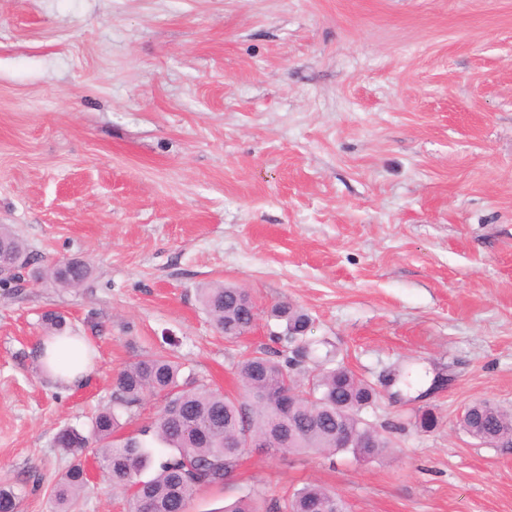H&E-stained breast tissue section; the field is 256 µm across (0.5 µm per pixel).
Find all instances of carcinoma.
I'll return each instance as SVG.
<instances>
[{"label": "carcinoma", "instance_id": "carcinoma-1", "mask_svg": "<svg viewBox=\"0 0 512 512\" xmlns=\"http://www.w3.org/2000/svg\"><path fill=\"white\" fill-rule=\"evenodd\" d=\"M10 259L15 268L30 263L24 243L6 228H0V261ZM89 264L80 259L57 263L48 278L62 288H74L90 276ZM240 288L222 285L201 290V302L219 333L241 334L252 328L257 312L253 300L244 298ZM272 315L284 329L276 340L284 348L262 347L246 355L237 364L240 393L234 395L195 382L178 380L180 364L169 356L140 359L122 369L114 380L112 406L99 410L86 433L65 427L56 436L59 447L71 452L75 463L52 490L56 512H71L73 503L86 484L82 457L91 452L112 485L129 493L130 512H141L142 503L150 502L155 512H184L204 488L224 485L238 467L245 449L240 442L269 440L275 418L282 413L278 397L291 392L287 407L290 430L283 442L264 448L266 454H301L323 452L331 456L347 452L362 462L382 458L392 447L388 435L368 423L356 412L336 419V406L356 403L369 407L377 391L368 381L336 361L329 351L312 371L301 365L298 346L306 342L311 318L301 308L282 302ZM50 335L65 332L66 319L47 312L42 317ZM147 394H161L165 405L154 421L135 435L113 439L119 427L116 411L130 410ZM461 427L480 441H511L512 412L488 401L466 408ZM368 434L364 448L336 447V429ZM152 439L173 453L161 459L153 475L142 478L153 462ZM338 494L318 484H306L275 505L276 512H327ZM17 493L0 487V512H17ZM224 512H263L262 503L246 495L224 507Z\"/></svg>", "mask_w": 512, "mask_h": 512}]
</instances>
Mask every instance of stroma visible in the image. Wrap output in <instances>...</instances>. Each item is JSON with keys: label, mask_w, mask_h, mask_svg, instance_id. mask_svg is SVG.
<instances>
[{"label": "stroma", "mask_w": 512, "mask_h": 512, "mask_svg": "<svg viewBox=\"0 0 512 512\" xmlns=\"http://www.w3.org/2000/svg\"><path fill=\"white\" fill-rule=\"evenodd\" d=\"M0 225L34 258L0 285L18 512H54L56 434L88 429L120 370L164 354L235 390L282 301L378 389L364 417L394 446L253 452L190 512L307 483L348 512H512V447L460 426L476 400L512 410V0H0ZM74 258L83 286L39 279ZM217 283L256 302L251 336L214 329ZM49 311L95 350L70 389L39 362ZM83 462L73 512H127Z\"/></svg>", "instance_id": "obj_1"}]
</instances>
